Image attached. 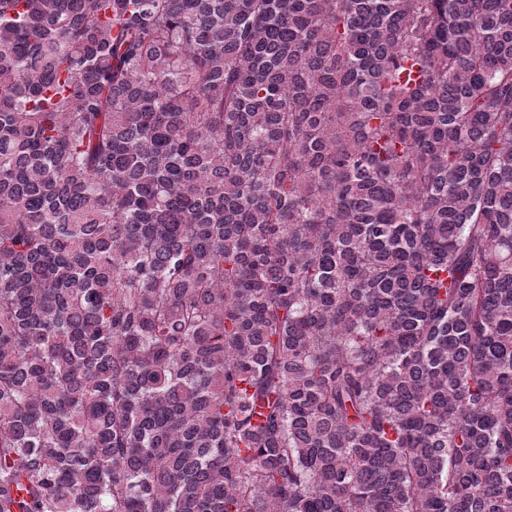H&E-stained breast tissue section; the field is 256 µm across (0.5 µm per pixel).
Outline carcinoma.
<instances>
[{"label": "carcinoma", "instance_id": "carcinoma-1", "mask_svg": "<svg viewBox=\"0 0 512 512\" xmlns=\"http://www.w3.org/2000/svg\"><path fill=\"white\" fill-rule=\"evenodd\" d=\"M0 512H512V0H0Z\"/></svg>", "mask_w": 512, "mask_h": 512}]
</instances>
